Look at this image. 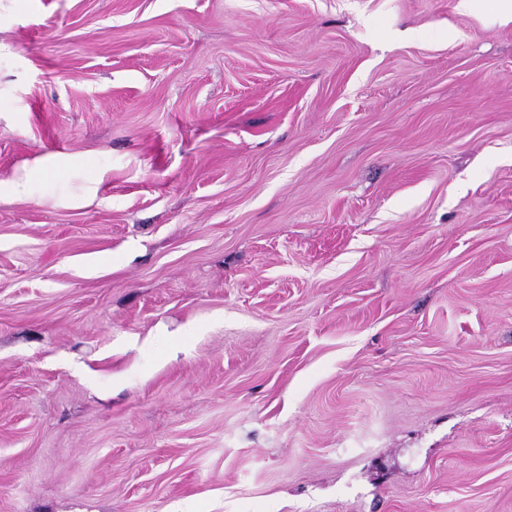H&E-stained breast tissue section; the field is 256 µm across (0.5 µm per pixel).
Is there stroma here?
I'll return each mask as SVG.
<instances>
[{
  "label": "stroma",
  "mask_w": 512,
  "mask_h": 512,
  "mask_svg": "<svg viewBox=\"0 0 512 512\" xmlns=\"http://www.w3.org/2000/svg\"><path fill=\"white\" fill-rule=\"evenodd\" d=\"M0 512H512V24L483 0H0Z\"/></svg>",
  "instance_id": "35a3bbf8"
}]
</instances>
